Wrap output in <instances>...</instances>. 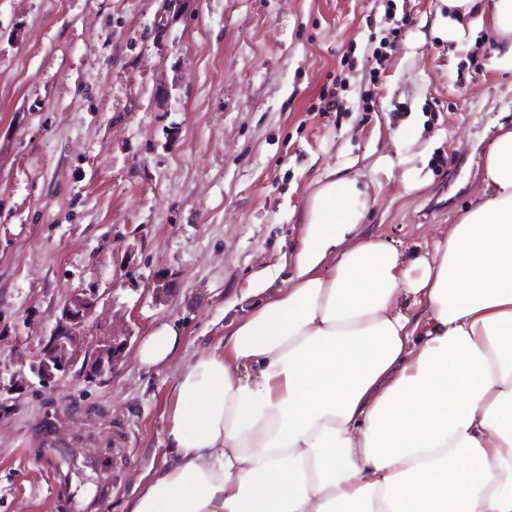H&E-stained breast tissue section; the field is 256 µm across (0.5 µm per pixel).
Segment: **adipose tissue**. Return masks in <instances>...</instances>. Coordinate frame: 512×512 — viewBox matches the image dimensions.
<instances>
[{"label": "adipose tissue", "instance_id": "obj_1", "mask_svg": "<svg viewBox=\"0 0 512 512\" xmlns=\"http://www.w3.org/2000/svg\"><path fill=\"white\" fill-rule=\"evenodd\" d=\"M476 16L512 70V0ZM366 209L355 179L316 189L293 276L180 372L172 459L125 512H512V128L432 241L362 233ZM181 345L160 326L137 361Z\"/></svg>", "mask_w": 512, "mask_h": 512}]
</instances>
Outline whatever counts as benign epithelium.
<instances>
[{"mask_svg": "<svg viewBox=\"0 0 512 512\" xmlns=\"http://www.w3.org/2000/svg\"><path fill=\"white\" fill-rule=\"evenodd\" d=\"M98 301L99 296L93 291L75 297L64 305L59 329L39 355L36 365L39 375L49 379L53 376V371H65L79 360V355L72 349L76 331L86 324ZM127 341L128 338L119 336H105L96 341L92 356L82 364L81 372L84 379L96 381L112 374L116 359Z\"/></svg>", "mask_w": 512, "mask_h": 512, "instance_id": "obj_1", "label": "benign epithelium"}]
</instances>
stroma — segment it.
I'll list each match as a JSON object with an SVG mask.
<instances>
[{
    "instance_id": "1",
    "label": "stroma",
    "mask_w": 512,
    "mask_h": 512,
    "mask_svg": "<svg viewBox=\"0 0 512 512\" xmlns=\"http://www.w3.org/2000/svg\"><path fill=\"white\" fill-rule=\"evenodd\" d=\"M498 40L446 0H0V512H46L53 412L75 492L115 485L99 512H123L166 465L182 367L223 348L258 275L289 279L322 183L357 179L364 231L397 246L455 223L512 127ZM91 290L78 348L127 337L114 373L40 379L63 306ZM165 323L181 350L140 367ZM117 433L119 468L98 451Z\"/></svg>"
}]
</instances>
